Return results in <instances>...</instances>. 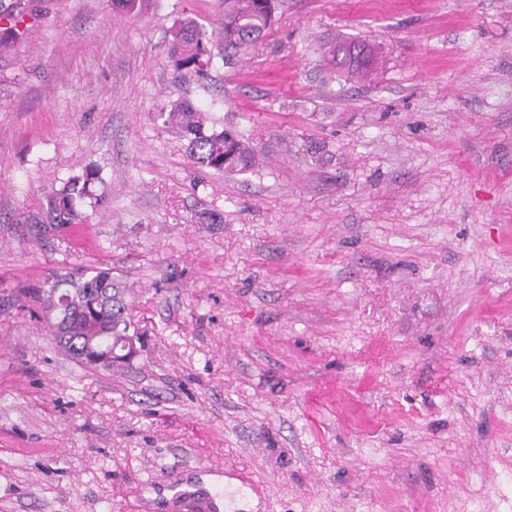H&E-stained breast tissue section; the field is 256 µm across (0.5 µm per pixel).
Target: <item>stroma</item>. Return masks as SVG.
<instances>
[{
    "label": "stroma",
    "instance_id": "obj_1",
    "mask_svg": "<svg viewBox=\"0 0 512 512\" xmlns=\"http://www.w3.org/2000/svg\"><path fill=\"white\" fill-rule=\"evenodd\" d=\"M35 6L0 57V512H152L206 467L225 512H512V0H278L204 80L171 31L224 0ZM339 39L369 79H325ZM181 96L263 174L197 167L156 119ZM87 166L89 223L20 222ZM92 262L143 341L115 373L27 295Z\"/></svg>",
    "mask_w": 512,
    "mask_h": 512
}]
</instances>
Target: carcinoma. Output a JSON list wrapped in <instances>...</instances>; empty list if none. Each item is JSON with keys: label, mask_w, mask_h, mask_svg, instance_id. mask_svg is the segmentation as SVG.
I'll return each instance as SVG.
<instances>
[{"label": "carcinoma", "mask_w": 512, "mask_h": 512, "mask_svg": "<svg viewBox=\"0 0 512 512\" xmlns=\"http://www.w3.org/2000/svg\"><path fill=\"white\" fill-rule=\"evenodd\" d=\"M275 0H224V28L212 36L194 21H183L172 32L171 54L176 67L197 75L217 57L246 53L270 28ZM34 18L31 0H0V52H7ZM217 52H212V49ZM366 45L357 40L329 44L323 51L325 66L349 77L363 78L371 67L354 62L365 56ZM163 123L186 140V151L196 164L222 174L257 172L265 154L250 136L233 125L217 126L208 113L187 101L158 113ZM107 196L99 170L86 168L60 182L48 198L37 235L85 224ZM32 300L45 312L50 334L81 365L118 371L132 360L126 349L132 340V308L128 286L112 268L100 264L78 266L29 289Z\"/></svg>", "instance_id": "cac0c4a2"}]
</instances>
